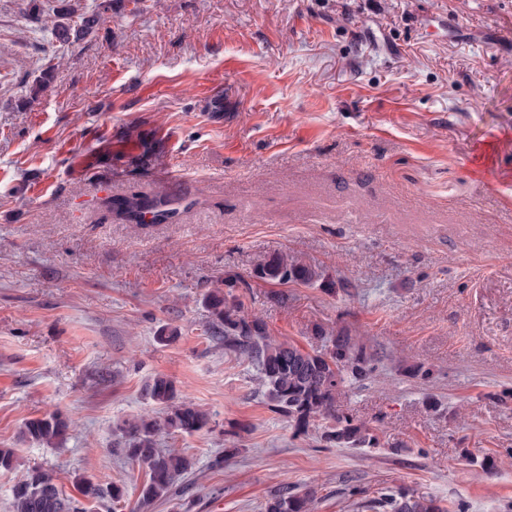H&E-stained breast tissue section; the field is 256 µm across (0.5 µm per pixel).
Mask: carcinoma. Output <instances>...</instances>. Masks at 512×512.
Masks as SVG:
<instances>
[{
	"label": "carcinoma",
	"mask_w": 512,
	"mask_h": 512,
	"mask_svg": "<svg viewBox=\"0 0 512 512\" xmlns=\"http://www.w3.org/2000/svg\"><path fill=\"white\" fill-rule=\"evenodd\" d=\"M55 8L52 33L68 43L91 33L102 19L99 12L79 13L70 0H60ZM144 163L157 154L158 142L137 135ZM198 201L188 196H175L163 191L131 194L108 201L109 210L128 224H172L191 210ZM255 276L265 282L315 283L322 272L304 265L292 256L278 254L258 266ZM226 291L205 297L208 313L207 332L224 342V352L248 360L257 369L256 391L270 410L284 418L293 430V437L309 435L310 427L324 422L320 435L329 447L377 448L380 441L363 422L336 412V397L348 385L363 386L373 381L380 371L381 359L367 352L364 344L340 329L328 333L317 331L324 341L322 349H306L295 342L272 336L267 325L245 311L235 294L240 280L224 279ZM144 399L157 406L161 415L135 417L124 421L119 431L123 440L120 452L130 461L147 466L149 480L141 490V504L149 505L170 497L181 476L191 470L190 460L176 451H164L159 441L169 435H193L209 427L211 417L194 404L178 396L174 381L158 374L145 383ZM72 420L61 413L29 419L22 434L39 444L52 446L67 434ZM79 496H63L45 469L33 465L13 486V512H87L85 502L106 498L119 502L122 490L104 487L83 478L76 480ZM316 491L299 492L286 484L268 498L264 512H313ZM349 496L358 500V507L367 512H445L432 498L415 496L402 488L382 491L371 499L364 498L357 486Z\"/></svg>",
	"instance_id": "cac0c4a2"
}]
</instances>
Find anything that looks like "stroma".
Instances as JSON below:
<instances>
[{
    "label": "stroma",
    "instance_id": "35a3bbf8",
    "mask_svg": "<svg viewBox=\"0 0 512 512\" xmlns=\"http://www.w3.org/2000/svg\"><path fill=\"white\" fill-rule=\"evenodd\" d=\"M130 125L162 140L151 165L130 163ZM158 189L201 203L149 225L104 205ZM281 253L353 287L257 279ZM229 275L278 339L343 327L383 357L336 403L381 447L293 438L206 333ZM158 374L215 426L163 438L194 466L149 512H264L283 483L315 488L314 512H358L353 485L512 512V0H112L68 44L0 0V448L20 465L0 512L32 465L66 496L81 476L123 488L88 512H141L148 470L117 425L157 414ZM54 412L76 420L62 445L22 438Z\"/></svg>",
    "mask_w": 512,
    "mask_h": 512
}]
</instances>
